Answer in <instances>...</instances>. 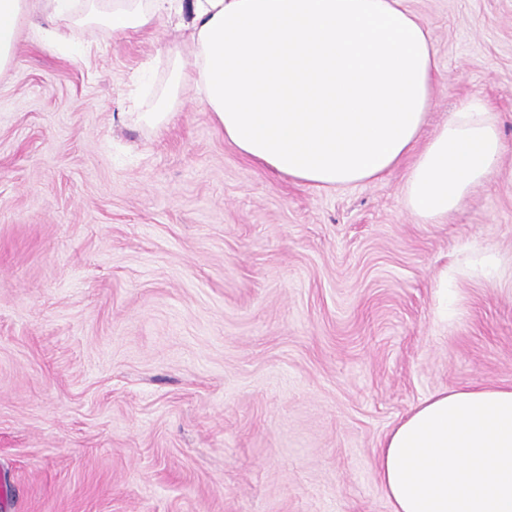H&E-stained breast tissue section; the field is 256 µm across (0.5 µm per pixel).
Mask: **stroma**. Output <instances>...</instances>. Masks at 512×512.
Listing matches in <instances>:
<instances>
[{
  "instance_id": "stroma-1",
  "label": "stroma",
  "mask_w": 512,
  "mask_h": 512,
  "mask_svg": "<svg viewBox=\"0 0 512 512\" xmlns=\"http://www.w3.org/2000/svg\"><path fill=\"white\" fill-rule=\"evenodd\" d=\"M439 64L426 131L473 96L500 169L448 221L404 169L301 185L225 141L189 33L88 36L35 0L0 74V512H389L374 456L429 395L512 384V0H402ZM473 256L466 262L465 266L472 272L477 273L485 270H498L501 266V260L489 248L482 250L469 249Z\"/></svg>"
}]
</instances>
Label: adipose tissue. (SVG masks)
I'll return each instance as SVG.
<instances>
[{
  "instance_id": "ef3b65f1",
  "label": "adipose tissue",
  "mask_w": 512,
  "mask_h": 512,
  "mask_svg": "<svg viewBox=\"0 0 512 512\" xmlns=\"http://www.w3.org/2000/svg\"><path fill=\"white\" fill-rule=\"evenodd\" d=\"M89 31L120 35L167 20L189 30L172 89L144 113L170 117L174 90L199 86L245 157L313 187L408 171L406 208L439 224L495 171L492 106L465 100L421 133L439 68L429 29L402 0H46ZM31 0H0V72ZM390 512H512V385L434 393L384 437L374 459Z\"/></svg>"
}]
</instances>
